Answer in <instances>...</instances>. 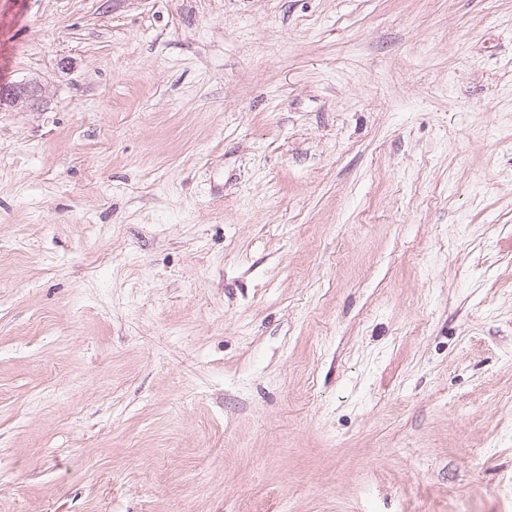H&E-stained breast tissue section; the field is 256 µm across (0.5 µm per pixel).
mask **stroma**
Segmentation results:
<instances>
[{"instance_id": "1", "label": "stroma", "mask_w": 512, "mask_h": 512, "mask_svg": "<svg viewBox=\"0 0 512 512\" xmlns=\"http://www.w3.org/2000/svg\"><path fill=\"white\" fill-rule=\"evenodd\" d=\"M0 512H512V0H0ZM42 89L36 82L13 83L7 88H0V108L9 105L18 108L34 106L41 99Z\"/></svg>"}]
</instances>
